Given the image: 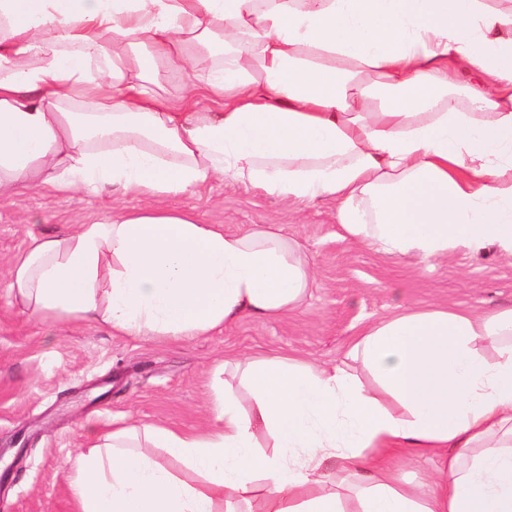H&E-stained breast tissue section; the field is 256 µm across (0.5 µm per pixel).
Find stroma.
<instances>
[{"mask_svg": "<svg viewBox=\"0 0 512 512\" xmlns=\"http://www.w3.org/2000/svg\"><path fill=\"white\" fill-rule=\"evenodd\" d=\"M170 205L228 233L267 226L297 240L314 276L305 302L280 318L245 317L207 336H116L37 322L0 277V448L10 466L0 477V512H74L71 461L113 427H205L217 393L238 382L228 359L292 355L347 366L356 337L385 316L512 305V257L492 246L428 260L388 256L345 239L333 203L287 205L221 181ZM111 212L105 195L23 190L0 198V270L32 238Z\"/></svg>", "mask_w": 512, "mask_h": 512, "instance_id": "stroma-1", "label": "stroma"}]
</instances>
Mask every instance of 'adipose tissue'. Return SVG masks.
Instances as JSON below:
<instances>
[{
    "mask_svg": "<svg viewBox=\"0 0 512 512\" xmlns=\"http://www.w3.org/2000/svg\"><path fill=\"white\" fill-rule=\"evenodd\" d=\"M508 170L504 0H0V197L152 200L9 260L36 319L205 336L300 308L298 242L158 204L215 181L333 202L351 240L389 256H512ZM351 355L372 385L252 359L249 405L225 386L205 431L113 430L73 460L76 512H512V307L404 310ZM405 452L434 464L428 489L399 477Z\"/></svg>",
    "mask_w": 512,
    "mask_h": 512,
    "instance_id": "1",
    "label": "adipose tissue"
}]
</instances>
